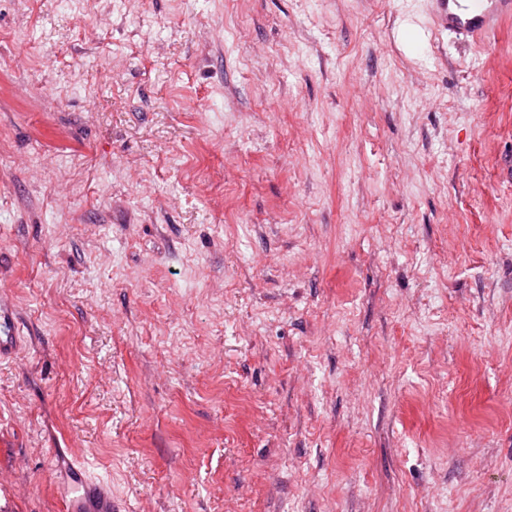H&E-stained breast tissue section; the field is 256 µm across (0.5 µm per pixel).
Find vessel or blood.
<instances>
[{"label": "vessel or blood", "instance_id": "1", "mask_svg": "<svg viewBox=\"0 0 512 512\" xmlns=\"http://www.w3.org/2000/svg\"><path fill=\"white\" fill-rule=\"evenodd\" d=\"M433 21L463 43L475 42L495 32L512 19V0H429ZM71 480L79 493L67 505V512H112V497L102 494L96 505L84 507L82 496L89 493L90 480L82 464H75Z\"/></svg>", "mask_w": 512, "mask_h": 512}]
</instances>
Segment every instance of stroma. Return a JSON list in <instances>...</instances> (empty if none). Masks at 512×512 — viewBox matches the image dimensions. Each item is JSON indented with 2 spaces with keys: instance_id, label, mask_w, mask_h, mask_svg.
Instances as JSON below:
<instances>
[{
  "instance_id": "obj_1",
  "label": "stroma",
  "mask_w": 512,
  "mask_h": 512,
  "mask_svg": "<svg viewBox=\"0 0 512 512\" xmlns=\"http://www.w3.org/2000/svg\"><path fill=\"white\" fill-rule=\"evenodd\" d=\"M0 512H512V21L0 0ZM71 480L76 488V492L82 493L67 504V512H112V495L108 494L104 489L100 500L95 506L81 507L92 486L91 480L88 478L81 463L72 465Z\"/></svg>"
}]
</instances>
